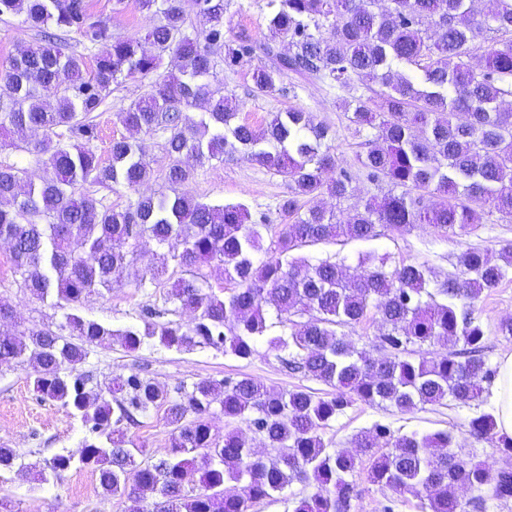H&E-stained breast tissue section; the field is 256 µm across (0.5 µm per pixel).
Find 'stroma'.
Returning a JSON list of instances; mask_svg holds the SVG:
<instances>
[{
	"instance_id": "1",
	"label": "stroma",
	"mask_w": 512,
	"mask_h": 512,
	"mask_svg": "<svg viewBox=\"0 0 512 512\" xmlns=\"http://www.w3.org/2000/svg\"><path fill=\"white\" fill-rule=\"evenodd\" d=\"M268 3L269 0H229L224 15L225 39L233 40L245 34L258 42L267 41ZM89 5L112 37L142 38L154 24L152 18L139 12L135 0H124L120 5L115 0H89ZM253 67V62L247 61L231 70L220 63L214 68L212 84L236 101L238 121L260 127L272 113L296 108L312 113L316 121L328 124L336 133L331 143L336 163L334 169L327 171L326 178L334 180L340 169L350 171L352 193L340 202L330 194L319 195V205L346 217L363 208L370 197L390 193L389 183L367 178L359 167L356 154L363 137L356 133L339 106L341 89L317 79L288 77L284 80L285 91L256 96L251 92ZM153 79L129 78L113 88L107 105L96 117L98 137L92 147L101 159L109 158L112 140L129 134L117 117L119 108L146 96ZM37 138L34 132L22 136L0 130V165L23 168L31 179H40L43 165L32 150ZM137 139L151 166V175L145 183L135 190L86 184L83 192L100 205L115 210L127 208L141 195L169 193L164 178L168 163L164 134L141 133ZM178 191L211 204H244L253 219L264 217L276 226L282 222L278 204L287 196L289 185L285 178L237 154L195 168L192 179L179 186ZM508 243H512V222L492 215L453 235L439 234L424 224L405 233L381 225L375 238L357 240L340 236L303 247L301 254L313 261L329 259L341 263L348 274L360 277L366 269L359 265V257L373 253L384 257L391 269L414 262L426 264L432 268L435 280L441 282L459 276V257L466 248L478 247L494 256ZM156 251L154 241L142 239L138 245L140 258L125 272L120 286L104 295L85 298L77 306V314L114 329L143 325L150 310L159 313L161 320L191 325L193 313L179 309L167 299L173 275L163 274L153 282L148 279ZM0 299L9 302L13 309L12 322L0 325V330L5 332L55 327L64 320V309L24 293L20 277L13 269L9 245L4 240H0ZM476 313L487 336L482 357L489 369H498L500 359L512 354V337L498 332L499 323L512 318V279L483 293ZM294 356V349H273L263 340L255 344L252 355L246 359L212 347L178 352L150 344L131 352L116 343L90 354L83 369L100 384L136 369L171 395L179 387L192 386L205 378L220 381L243 376L260 381L274 392L304 389L322 397L332 395L331 386L290 369ZM30 372L31 367L26 363L0 364V444L20 449L25 463L23 469L0 474V495L12 499L14 512H129V501L104 494L90 469L77 466L60 478L38 480L39 471L53 453L64 450L79 454L88 428L60 404L37 397ZM493 390V384L489 383L479 400L464 403L449 399L404 412L389 405L355 401L321 429L320 434L329 447L349 450L357 435L378 424L395 436L450 430L457 438V453L482 462L494 474L504 467L505 455L491 439L475 437L469 428L472 418L492 411ZM124 432L126 439L156 458L164 456L170 446L171 428L161 407L151 410L138 423L125 425ZM367 468V463H360L353 478V512H422L419 498L373 485L367 478Z\"/></svg>"
}]
</instances>
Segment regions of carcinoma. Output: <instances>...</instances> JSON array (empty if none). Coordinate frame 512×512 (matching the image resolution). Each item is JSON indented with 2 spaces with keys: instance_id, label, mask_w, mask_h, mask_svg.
<instances>
[{
  "instance_id": "cac0c4a2",
  "label": "carcinoma",
  "mask_w": 512,
  "mask_h": 512,
  "mask_svg": "<svg viewBox=\"0 0 512 512\" xmlns=\"http://www.w3.org/2000/svg\"><path fill=\"white\" fill-rule=\"evenodd\" d=\"M136 2L141 12L162 16L143 41L108 39L88 0H0L1 17L23 15L44 33L40 44L15 45L0 75L4 120L19 134L43 131L35 145L46 169L40 182L28 180L21 168L0 166V238L11 245L20 287L42 301L74 307L119 285L143 238L163 250L161 268L171 264L192 275L177 279L168 293L195 314L186 329L147 321L114 330L71 312L55 329L0 334V363L30 364L40 399L90 423L79 457L55 453L47 469L57 478L76 464L89 467L104 492L135 503L141 491L156 489L162 498L157 512H249L295 480L313 482L316 491L295 501L292 512H352L350 476L386 437L390 449L373 457L370 481L415 495L426 512H467L462 489L477 493L469 501L475 509L487 497L512 500V467L490 478L481 463L451 452L457 440L450 430L391 436L377 426L357 436L352 451L329 449L319 435L354 400L409 410L450 397L479 399L493 372L482 358L485 332L474 304L512 276V245L500 249L497 262L484 249H466L459 257L462 276L442 283L424 264L390 271L384 259L368 256L371 270L358 278L327 259L311 263L291 256L338 236L372 239L379 224L400 233L428 224L454 234L487 212L512 221V111L501 108L502 99L512 96V0H270L272 42L259 44L247 37L224 40L228 0H193L206 24L194 37L185 33V0ZM484 30L503 38L486 47L476 71L469 58ZM72 31L101 46L92 67L67 51L62 35ZM277 40L288 51H275ZM218 49L230 69L259 53L274 57L269 66L253 67L254 93L284 90L290 74L329 79L353 92L342 99L349 121L358 133L373 131L361 142L357 161L368 177L400 192L367 202L346 220L317 203L301 205L324 190L338 200L351 192L348 171L330 183L324 178L335 134L301 109L276 112L261 128L236 122V106L210 82ZM167 51L181 60L182 77L156 82L119 112L121 123L136 132L168 133L165 181L172 188L194 174L180 161L189 153L203 166L240 151L288 179V197L278 210L293 223L281 225L269 244L266 220H252L241 204L141 195L129 208L115 210L76 194L85 183L134 190L149 177L142 146L124 137L112 140L111 159L102 162L90 147L98 138L92 113L119 78L153 73ZM359 83L381 90L374 98L357 96ZM203 103V117L189 122L184 111ZM60 129L69 142L61 140ZM427 193L438 200L426 203ZM75 238L81 253L71 249ZM257 253L264 259L255 261ZM212 262L236 284L227 297L209 291L203 267ZM270 305L282 325L290 315L308 319L292 322L286 336H272ZM371 309L387 328L383 356L358 351L337 335L336 327L361 322ZM152 339L177 351L222 347L239 358L250 357L265 339L274 349H295L296 368L336 394L271 393L244 376L204 379L172 398L137 372L113 378L104 390L89 387L91 375L82 366L91 351L114 340L136 351ZM448 342L461 349L429 356V348ZM409 344L418 346V356L404 355ZM163 405L172 426L170 449L153 459L124 439L123 425ZM217 412L249 423L264 438L266 454L254 453L236 433L221 441L213 436L209 418ZM469 428L496 439L512 457V438L498 434L492 413L473 418ZM17 466H23L22 453L1 445L0 471Z\"/></svg>"
}]
</instances>
